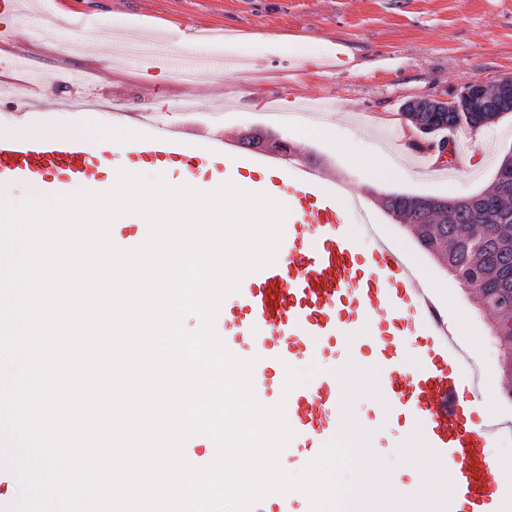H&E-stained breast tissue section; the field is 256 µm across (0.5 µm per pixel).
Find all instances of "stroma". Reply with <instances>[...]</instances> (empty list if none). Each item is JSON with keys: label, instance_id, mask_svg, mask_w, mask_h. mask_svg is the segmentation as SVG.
I'll use <instances>...</instances> for the list:
<instances>
[{"label": "stroma", "instance_id": "1", "mask_svg": "<svg viewBox=\"0 0 512 512\" xmlns=\"http://www.w3.org/2000/svg\"><path fill=\"white\" fill-rule=\"evenodd\" d=\"M14 43L0 47V134L28 116L37 125L111 126L112 115L149 112L162 124L186 131L196 145L224 139L229 151L262 153L254 134L288 141L290 165L319 168L346 181L372 213L380 231L426 279L444 286L449 324L480 362L479 398L485 412L512 411V377L503 373L494 319L475 291L464 288L434 257L422 251L407 226L382 202L389 195L438 199L469 197L489 190L502 158L512 153V112L479 130L441 131L436 141L473 143L456 153L451 167L429 173L422 165L438 149L418 147L416 131L403 115L416 99L455 98L471 81L490 83L512 76V0H21ZM341 44L338 61L313 62L289 54L291 40ZM168 56L199 69L186 84L175 75L151 80L149 60ZM87 67L86 82L66 71ZM64 101H85L82 115L66 111L25 114L31 86ZM222 100V116L210 106ZM336 113L339 138L364 137L367 153L407 170L401 181L380 184L349 156L320 138L295 132L282 120L288 105ZM352 410L368 426L369 444L392 462L390 479L417 492L420 471L405 468L394 453L407 420L385 405L361 397Z\"/></svg>", "mask_w": 512, "mask_h": 512}]
</instances>
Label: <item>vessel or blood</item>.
<instances>
[{
  "instance_id": "b4317fda",
  "label": "vessel or blood",
  "mask_w": 512,
  "mask_h": 512,
  "mask_svg": "<svg viewBox=\"0 0 512 512\" xmlns=\"http://www.w3.org/2000/svg\"><path fill=\"white\" fill-rule=\"evenodd\" d=\"M139 150L183 156L195 170L227 155L223 141L190 148L177 129L163 126L140 141ZM107 163L104 152L76 141L0 137V177L45 183L53 192L98 179ZM244 163L271 172L268 193L287 195L293 213L284 227L281 259L241 282L236 311L228 317L237 332L225 345L235 356L255 359L257 399L270 404L261 386L269 376H285L287 367L316 352L336 351L338 343L373 322L376 333L367 346L385 374L391 406L420 420L430 448L458 468L457 493L466 512H512V485L502 480L492 456L496 442L512 434V417L480 413L481 368L449 332L421 273L374 224L364 226L370 251L344 236V215L364 209L341 181L265 157ZM410 353L422 361L418 372L403 364ZM343 407L335 373L292 389L285 402L294 431L289 450L315 451L335 438Z\"/></svg>"
}]
</instances>
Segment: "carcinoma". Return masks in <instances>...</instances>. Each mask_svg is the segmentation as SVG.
Wrapping results in <instances>:
<instances>
[{
	"label": "carcinoma",
	"instance_id": "cac0c4a2",
	"mask_svg": "<svg viewBox=\"0 0 512 512\" xmlns=\"http://www.w3.org/2000/svg\"><path fill=\"white\" fill-rule=\"evenodd\" d=\"M494 90L486 88L490 106L484 112H407L405 117L413 127L426 124L434 133L461 127L474 131L504 115L494 105ZM385 207L412 227L423 251L477 292L483 306L497 315L502 369L512 374V179L496 178L491 190L448 208L443 220L410 206L405 195L388 197Z\"/></svg>",
	"mask_w": 512,
	"mask_h": 512
}]
</instances>
